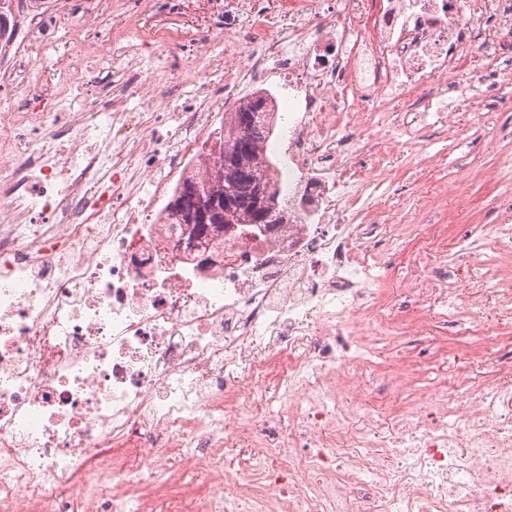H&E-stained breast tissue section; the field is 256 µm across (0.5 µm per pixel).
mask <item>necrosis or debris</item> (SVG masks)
<instances>
[{"mask_svg": "<svg viewBox=\"0 0 512 512\" xmlns=\"http://www.w3.org/2000/svg\"><path fill=\"white\" fill-rule=\"evenodd\" d=\"M0 7V512H512V193L453 244L477 298L364 207L370 159L428 163L411 95L499 107L512 0H287L285 40L269 0ZM244 76L288 90L285 205L197 249L169 203ZM438 323L486 350L426 387Z\"/></svg>", "mask_w": 512, "mask_h": 512, "instance_id": "obj_1", "label": "necrosis or debris"}]
</instances>
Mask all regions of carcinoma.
Returning a JSON list of instances; mask_svg holds the SVG:
<instances>
[{
	"mask_svg": "<svg viewBox=\"0 0 512 512\" xmlns=\"http://www.w3.org/2000/svg\"><path fill=\"white\" fill-rule=\"evenodd\" d=\"M260 98L243 102L232 113L219 154L224 165L186 179L171 202V214L184 224L197 223L201 198L218 203L205 227L220 231L226 224H265L259 200L267 191L279 198L274 180L275 164L267 155L272 135L270 115L273 107L257 111Z\"/></svg>",
	"mask_w": 512,
	"mask_h": 512,
	"instance_id": "carcinoma-1",
	"label": "carcinoma"
}]
</instances>
